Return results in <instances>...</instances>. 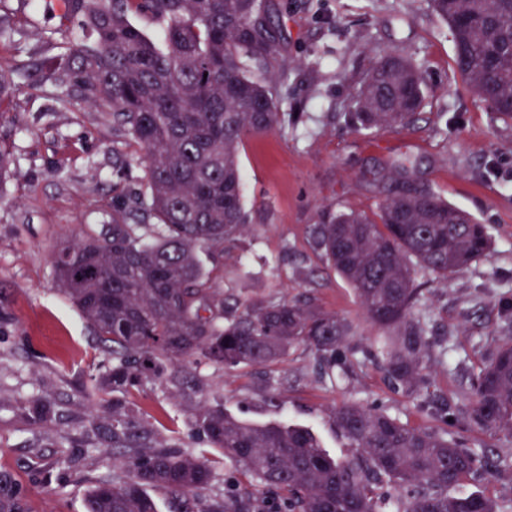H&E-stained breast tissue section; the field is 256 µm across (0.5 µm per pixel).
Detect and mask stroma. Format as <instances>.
I'll list each match as a JSON object with an SVG mask.
<instances>
[{
    "label": "stroma",
    "mask_w": 512,
    "mask_h": 512,
    "mask_svg": "<svg viewBox=\"0 0 512 512\" xmlns=\"http://www.w3.org/2000/svg\"><path fill=\"white\" fill-rule=\"evenodd\" d=\"M279 54L265 76L294 123L246 136L238 161L245 232L224 249L210 285L227 297L259 302L315 298L351 323L343 345L347 372L323 376L311 348L262 369H222L204 360L169 367L161 381L120 397L158 440L210 459L219 474L208 497L222 498L234 466L192 431L202 405L254 424L309 429L334 457L348 455L334 413L347 402L380 407L413 428L462 438L490 454L493 474L458 486L500 512H512V437L471 418L470 380L512 338V120L497 119L462 82L446 23L428 0H269ZM0 65L25 66L0 102V146L15 158L0 182V469L29 489V512H85L93 480L125 469L111 442L97 435V408L85 389L106 359L80 311L60 290L53 253L63 241L99 233L112 223L116 183L135 182L143 166L117 132L110 113L83 103L53 73L56 48L42 31H78L62 0H0ZM400 51L419 67L427 96L419 120L402 129L357 132L343 112L360 75L379 55ZM416 174L450 203L489 225L491 246L471 266L435 280L416 273L415 308L431 343L428 382L416 393L392 387L382 370L385 335L364 314L353 288L316 253L309 227L341 207L375 215L381 195L373 179L392 165ZM39 402L55 404V420L30 418ZM458 414L448 425L441 411ZM75 466L63 465V457Z\"/></svg>",
    "instance_id": "obj_1"
}]
</instances>
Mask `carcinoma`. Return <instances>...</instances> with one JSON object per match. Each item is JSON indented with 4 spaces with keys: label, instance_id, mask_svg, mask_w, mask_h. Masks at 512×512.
I'll return each instance as SVG.
<instances>
[{
    "label": "carcinoma",
    "instance_id": "cac0c4a2",
    "mask_svg": "<svg viewBox=\"0 0 512 512\" xmlns=\"http://www.w3.org/2000/svg\"><path fill=\"white\" fill-rule=\"evenodd\" d=\"M84 39L57 58V79L101 102L143 154L144 175L122 190L135 199L150 240L121 209L112 229L63 242L54 255L64 293L91 324L112 364L87 395L120 392L165 377L174 363L202 357L232 367L269 366L299 345L313 348L327 371L343 365L352 327L315 299L234 302L209 287L213 270L198 251L221 257L241 234L244 209L239 146L266 133L285 113L270 84L253 75L278 50L267 0H71ZM444 21L454 62L470 90L498 118L512 119V0H429ZM145 14L156 41L131 20ZM426 98L419 69L402 53H385L361 78L345 113L358 131L404 128ZM378 219L331 210L310 227L314 249L354 289L368 319L387 335L383 369L407 391L423 381L425 330L414 314V274L435 278L461 270L489 248V226L429 185L385 176ZM471 419L512 434V340L475 376ZM336 427L352 454L333 458L308 429L243 422L215 402L194 426L232 460L277 512H384L375 490L417 488L396 512H498L478 494L452 490L488 473L489 457L457 439L411 428L377 408L345 403ZM100 428L121 450L127 475L91 484L86 512H158L153 489L184 498L185 512H267L265 500L237 489L208 499L215 478L205 458L155 444L112 401ZM0 512H29L28 490L0 470Z\"/></svg>",
    "mask_w": 512,
    "mask_h": 512
}]
</instances>
